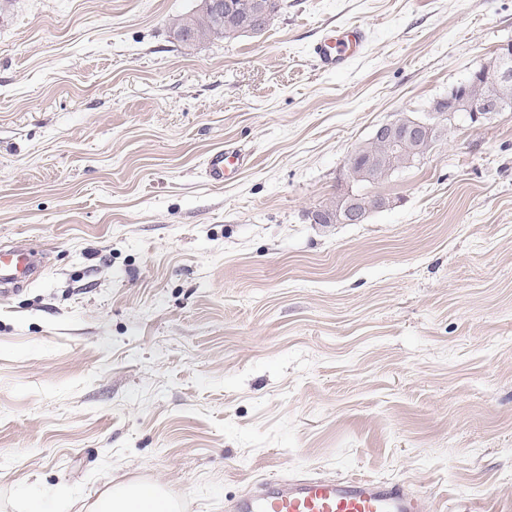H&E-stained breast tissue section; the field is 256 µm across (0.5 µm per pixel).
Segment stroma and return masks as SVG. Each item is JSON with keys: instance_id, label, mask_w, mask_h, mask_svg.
I'll list each match as a JSON object with an SVG mask.
<instances>
[{"instance_id": "obj_1", "label": "stroma", "mask_w": 512, "mask_h": 512, "mask_svg": "<svg viewBox=\"0 0 512 512\" xmlns=\"http://www.w3.org/2000/svg\"><path fill=\"white\" fill-rule=\"evenodd\" d=\"M283 3L191 50L199 0L0 6V243L45 260L0 294V512L131 480L225 512L267 474L512 512V112L366 186L362 223L311 220L377 126L512 42V0ZM226 147L249 163L216 183ZM366 41V32L362 28H349L336 32L335 35L318 40L311 48L318 68L336 71L344 68L354 53ZM247 161L246 156L243 155L242 150L224 148L211 154L207 163V171L209 177L215 181L224 179V175L228 166H233L231 171L236 170L237 166H242Z\"/></svg>"}]
</instances>
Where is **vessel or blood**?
Masks as SVG:
<instances>
[{
    "mask_svg": "<svg viewBox=\"0 0 512 512\" xmlns=\"http://www.w3.org/2000/svg\"><path fill=\"white\" fill-rule=\"evenodd\" d=\"M366 40L361 28H349L318 40L311 48L319 69L344 68ZM241 150L224 149L210 155L209 177L223 180L228 167L245 164ZM42 260L28 243L0 247V293L9 294L35 281ZM225 512H425L419 494L401 484L372 477L293 476L264 479L229 500Z\"/></svg>",
    "mask_w": 512,
    "mask_h": 512,
    "instance_id": "b4317fda",
    "label": "vessel or blood"
}]
</instances>
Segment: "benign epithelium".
<instances>
[{"label": "benign epithelium", "instance_id": "1", "mask_svg": "<svg viewBox=\"0 0 512 512\" xmlns=\"http://www.w3.org/2000/svg\"><path fill=\"white\" fill-rule=\"evenodd\" d=\"M512 81V44L499 49L497 67L489 69L485 66L473 71L470 83L497 82L507 84ZM448 110L445 112H430L428 119L421 120L409 116H400L385 122L375 130L374 137L388 143L410 142L417 151V160H423L434 144L439 140L445 128L455 124L457 118L466 115L475 123L489 112H503L507 103L502 101L475 100L468 94H460L459 88H454L448 95ZM343 222L358 224L367 214L386 206L387 199L382 196H372L365 202L355 200L351 195H343Z\"/></svg>", "mask_w": 512, "mask_h": 512}]
</instances>
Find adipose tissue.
<instances>
[{
    "mask_svg": "<svg viewBox=\"0 0 512 512\" xmlns=\"http://www.w3.org/2000/svg\"><path fill=\"white\" fill-rule=\"evenodd\" d=\"M182 506L169 497L159 483H119L101 494L89 512H181Z\"/></svg>",
    "mask_w": 512,
    "mask_h": 512,
    "instance_id": "1",
    "label": "adipose tissue"
}]
</instances>
